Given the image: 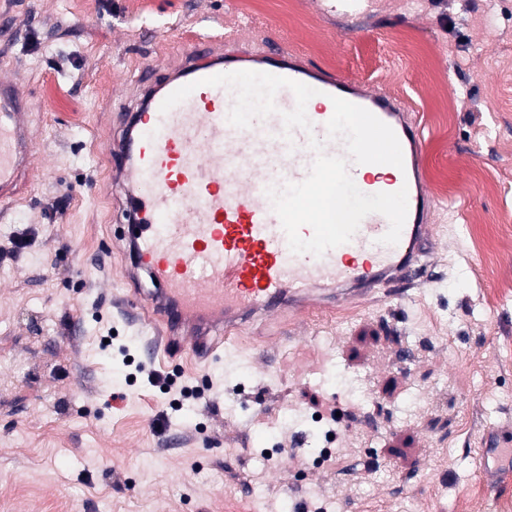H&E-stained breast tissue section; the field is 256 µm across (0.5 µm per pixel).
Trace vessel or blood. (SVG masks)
<instances>
[{
  "mask_svg": "<svg viewBox=\"0 0 512 512\" xmlns=\"http://www.w3.org/2000/svg\"><path fill=\"white\" fill-rule=\"evenodd\" d=\"M190 52L163 80L141 82L142 94L127 113L124 134L111 154L112 183L124 197L126 244L154 284L130 289L123 308L141 329H158L163 344L147 341L144 352L213 358L219 330H237L248 318L309 309L330 312L375 293L402 300L416 287L432 255V200L424 182L422 135L397 97L370 89L282 49L213 48ZM264 72L315 89L330 111L309 113L311 130L283 137V112L295 96L281 89L277 114L238 129L227 121L233 93L206 85L208 77L235 71ZM194 91L168 112L163 100L176 89ZM32 95L0 75V203L24 194L35 156L29 121ZM326 154L348 160L349 173L365 194L408 191V214L397 244H383L388 219L367 215L352 240L323 256L295 254L266 194L306 178L316 157L310 139ZM390 168L396 178L381 176ZM482 460L512 465V434L488 433Z\"/></svg>",
  "mask_w": 512,
  "mask_h": 512,
  "instance_id": "obj_1",
  "label": "vessel or blood"
}]
</instances>
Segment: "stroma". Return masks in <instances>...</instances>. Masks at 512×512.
<instances>
[{
  "label": "stroma",
  "instance_id": "1",
  "mask_svg": "<svg viewBox=\"0 0 512 512\" xmlns=\"http://www.w3.org/2000/svg\"><path fill=\"white\" fill-rule=\"evenodd\" d=\"M0 0V69L32 92L38 153L0 211V512H500L480 438L512 419V0ZM218 29L404 96L435 181L432 286L219 359L147 361L121 313L128 255L107 155L138 81ZM454 59L449 84L436 70ZM172 377L149 383L143 365ZM203 386L200 399L186 386ZM342 423H335L334 414Z\"/></svg>",
  "mask_w": 512,
  "mask_h": 512
}]
</instances>
